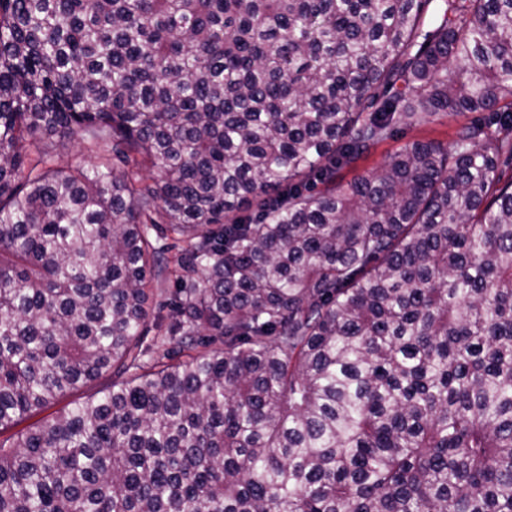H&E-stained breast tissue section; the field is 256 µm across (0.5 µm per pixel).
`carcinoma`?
Masks as SVG:
<instances>
[{"label": "carcinoma", "instance_id": "carcinoma-1", "mask_svg": "<svg viewBox=\"0 0 512 512\" xmlns=\"http://www.w3.org/2000/svg\"><path fill=\"white\" fill-rule=\"evenodd\" d=\"M431 3L0 0V512H512V0ZM478 114L464 112L456 115H440L423 126L407 129L399 135L387 139L372 148L370 153L351 167L339 173L338 180L350 181L356 176L382 166L396 152L415 141L438 140L444 144L451 142L455 130L471 122ZM111 383H112L111 376L109 374H105L100 379L91 383L87 387L81 388L80 390H78L76 392L69 393L66 396L62 397L59 400V402L57 403V405H55L54 407H52L44 412H41V413L35 415L31 419L27 420L26 422H24L23 424L18 426L15 429V431L22 429V428L28 426L29 424L35 423L37 421H41V422L49 421V420H51L55 411L59 410L62 407L67 406L69 403H71L73 401H76L79 399L83 400L85 397H87L101 389H104L107 386H110Z\"/></svg>", "mask_w": 512, "mask_h": 512}]
</instances>
